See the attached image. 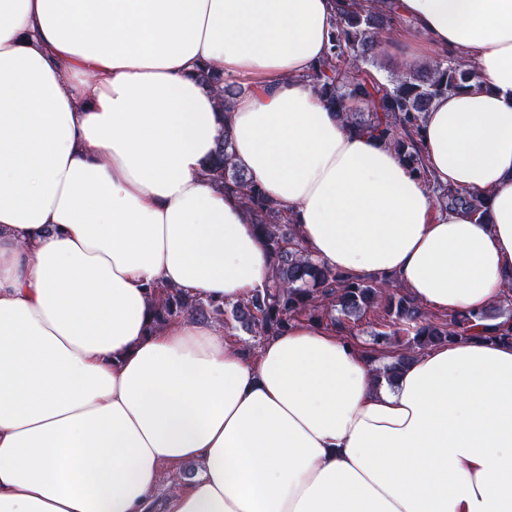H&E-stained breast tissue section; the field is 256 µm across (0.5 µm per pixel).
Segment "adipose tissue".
I'll list each match as a JSON object with an SVG mask.
<instances>
[{"label": "adipose tissue", "mask_w": 512, "mask_h": 512, "mask_svg": "<svg viewBox=\"0 0 512 512\" xmlns=\"http://www.w3.org/2000/svg\"><path fill=\"white\" fill-rule=\"evenodd\" d=\"M382 5L408 22L387 53L476 72L427 112L423 177L304 79L335 0H0V512H512L501 322L391 378L324 323L254 350L215 321L151 326L155 288L268 284L264 237L201 177L224 138L330 269L442 316L512 285V0ZM433 181L488 222L437 210ZM197 78L200 83L214 96L217 106L222 112H228L231 99L224 96V79L220 72L211 66L199 69ZM196 468L194 465L189 464L183 467L182 470L171 472L164 470L161 476V483L164 493H173L177 491L186 481L193 477Z\"/></svg>", "instance_id": "adipose-tissue-1"}]
</instances>
